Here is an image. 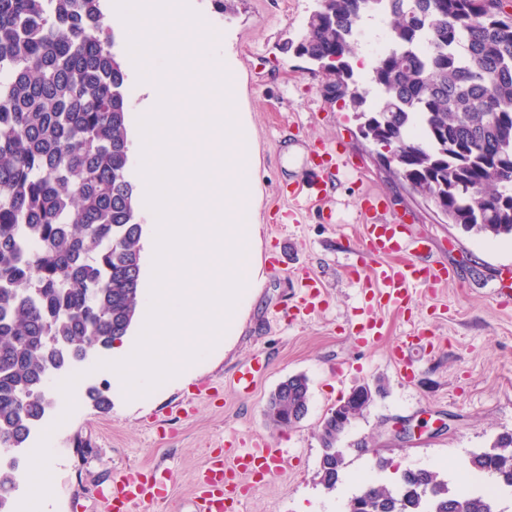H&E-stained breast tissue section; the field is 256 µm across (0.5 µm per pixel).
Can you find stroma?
I'll return each instance as SVG.
<instances>
[{"mask_svg": "<svg viewBox=\"0 0 512 512\" xmlns=\"http://www.w3.org/2000/svg\"><path fill=\"white\" fill-rule=\"evenodd\" d=\"M220 29V51L236 80L234 111L252 139L256 178L251 191L260 287L241 317L231 346L161 397L128 400L98 368L111 352L94 354L81 375L64 381L82 396L66 404L61 427L50 428L46 494L39 512H93L95 486L114 470H168L171 480L150 512H193L194 479L225 439H266L282 449L281 473L248 491L243 512H345L364 475L390 484L407 469L439 471L450 489L464 488L472 452L512 433V240L478 237L447 223L380 159L353 112L325 98L322 76L286 48L298 41L317 0H188ZM355 168L333 178L325 202L307 200L289 218L291 192L302 186L327 148ZM377 194L389 217L428 237L430 260L456 279L414 293L399 307L369 310L355 283L371 259L356 248L365 195ZM320 296L304 309L305 282ZM383 325L366 343L356 330L366 318ZM425 339L408 349L411 375L392 350L411 329ZM269 363L253 390L233 379L253 356ZM309 380L306 417L292 428L269 427L271 393L289 376ZM95 387L109 411L87 396ZM372 398L339 438L345 464L335 491L318 477L325 415L360 388Z\"/></svg>", "mask_w": 512, "mask_h": 512, "instance_id": "1", "label": "stroma"}]
</instances>
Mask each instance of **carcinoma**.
Wrapping results in <instances>:
<instances>
[{"mask_svg": "<svg viewBox=\"0 0 512 512\" xmlns=\"http://www.w3.org/2000/svg\"><path fill=\"white\" fill-rule=\"evenodd\" d=\"M366 17L381 21L387 44L360 81L353 60ZM115 45L100 0H0V449L19 454L53 406L47 376L111 349L137 312L143 227ZM288 48L363 120L365 139L391 147L395 175L447 223L512 238V15L502 0H318ZM309 402L299 375L271 394L267 420L293 427ZM344 430L326 415L328 491ZM468 466L512 488V434ZM18 478L14 454L0 464V512H10ZM456 499L469 512H499L428 469L404 471L394 488L367 484L348 512H448Z\"/></svg>", "mask_w": 512, "mask_h": 512, "instance_id": "carcinoma-1", "label": "carcinoma"}]
</instances>
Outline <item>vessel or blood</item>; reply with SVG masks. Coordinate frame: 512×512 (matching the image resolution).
<instances>
[{
  "label": "vessel or blood",
  "instance_id": "b4317fda",
  "mask_svg": "<svg viewBox=\"0 0 512 512\" xmlns=\"http://www.w3.org/2000/svg\"><path fill=\"white\" fill-rule=\"evenodd\" d=\"M381 205V198L369 201L364 209L368 222L361 232L369 253L378 259L359 281L370 302L397 306L410 298L413 289L454 281L453 268L424 263L428 240L414 235L410 225L387 219ZM267 368L264 358L253 357L238 370L236 385L243 390L252 389ZM284 461L277 449L266 445L242 448L235 442H226L223 453L209 457L200 472L193 512H242V493L249 480L279 472ZM161 484V479L126 469L117 473L111 488L99 491L97 497L103 500L105 512H143L146 505L161 498Z\"/></svg>",
  "mask_w": 512,
  "mask_h": 512
}]
</instances>
